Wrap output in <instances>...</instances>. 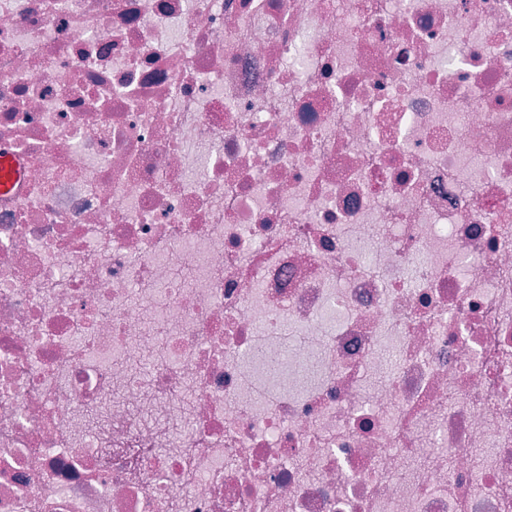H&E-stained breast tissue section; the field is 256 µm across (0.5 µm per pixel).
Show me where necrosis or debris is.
Returning <instances> with one entry per match:
<instances>
[{"label": "necrosis or debris", "mask_w": 512, "mask_h": 512, "mask_svg": "<svg viewBox=\"0 0 512 512\" xmlns=\"http://www.w3.org/2000/svg\"><path fill=\"white\" fill-rule=\"evenodd\" d=\"M0 150V512H512V0H0ZM22 164L9 153H0V195L8 193L21 178Z\"/></svg>", "instance_id": "4bbe7bcc"}]
</instances>
